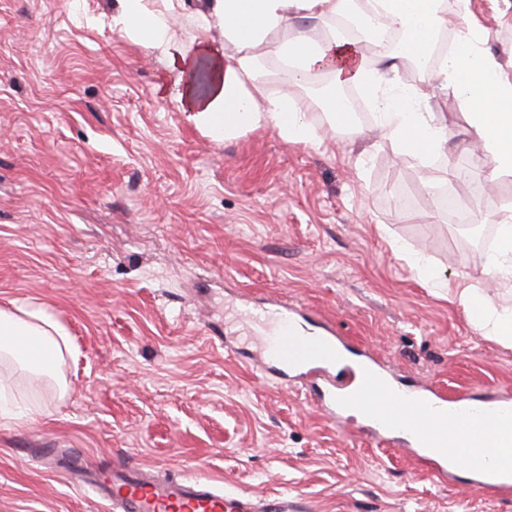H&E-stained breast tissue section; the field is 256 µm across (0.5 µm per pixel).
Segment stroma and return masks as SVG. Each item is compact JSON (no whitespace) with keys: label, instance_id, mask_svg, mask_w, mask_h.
I'll use <instances>...</instances> for the list:
<instances>
[{"label":"stroma","instance_id":"35a3bbf8","mask_svg":"<svg viewBox=\"0 0 512 512\" xmlns=\"http://www.w3.org/2000/svg\"><path fill=\"white\" fill-rule=\"evenodd\" d=\"M484 48L512 73V8L469 0ZM261 57L270 92L289 91L318 137L265 128L215 141L160 96L151 51L113 27L110 0H0V307L39 306L67 329L70 385L34 384L9 365L0 384L40 419L0 425V512H111L56 470L83 453L221 481L224 490L300 502L305 512H512V498L441 483L402 446L342 430L309 392L262 382L237 350L259 330L243 302L305 308L403 385L450 394L512 390V347L482 336L428 288L391 241L451 282L502 306L512 287L472 255L447 211L448 187L474 224L495 213L473 184L512 174L465 150L466 109L421 74L448 142L424 160L398 154L377 120L330 131L313 84L287 86Z\"/></svg>","mask_w":512,"mask_h":512}]
</instances>
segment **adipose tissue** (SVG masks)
Listing matches in <instances>:
<instances>
[{
  "label": "adipose tissue",
  "mask_w": 512,
  "mask_h": 512,
  "mask_svg": "<svg viewBox=\"0 0 512 512\" xmlns=\"http://www.w3.org/2000/svg\"><path fill=\"white\" fill-rule=\"evenodd\" d=\"M376 2L380 10L374 14L359 0H203L191 16L197 34L188 43L175 28L176 20L187 16L185 0H115L112 24L154 53L164 74L174 78L173 83L160 84L161 93L173 97L212 139L271 128L290 143L315 141L314 129L291 96L271 94L262 79L256 50L265 45L287 63L294 85L327 71L337 84L372 90L398 152L423 155L442 150L447 136L418 90L396 81V65L379 69L374 57L337 33L335 22L337 17L347 18L374 44L385 29H398L404 35V55L421 62L448 24L444 0ZM298 17L317 21V29L293 40H273V33ZM215 28L222 32V40L211 37ZM437 75L468 109L470 126L494 151L499 171L511 174L512 77L472 30L459 37ZM453 299L479 333L512 344V309L496 306L473 284H458ZM70 350L65 328L43 309L0 308V357L35 377L55 380L63 393L68 385L62 367Z\"/></svg>",
  "instance_id": "1"
}]
</instances>
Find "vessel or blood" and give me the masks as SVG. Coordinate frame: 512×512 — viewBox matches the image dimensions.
Wrapping results in <instances>:
<instances>
[{
    "mask_svg": "<svg viewBox=\"0 0 512 512\" xmlns=\"http://www.w3.org/2000/svg\"><path fill=\"white\" fill-rule=\"evenodd\" d=\"M307 320L301 308L285 304L267 312L260 323L263 361L278 384L314 391L318 407L337 425H344L347 418L341 410L342 397L354 393L362 403L374 405L388 374L377 366L371 378L358 377L354 365L336 361V353L344 349L345 343L335 328L325 324L310 335L304 331ZM447 401L446 395L433 390L421 393L416 400L400 399L397 405L379 412L370 428L380 442H389L390 421L403 411H412L417 419L410 426L412 437L406 446L423 470L447 479L454 473L458 455L467 453L471 456V489L511 497L512 481L492 479L485 465L512 441V429L470 438V409L460 407L445 412L442 406ZM63 471L68 477L78 478L81 486L107 502L114 512H288V503L282 499L263 500L246 493L222 491L210 480L160 475L135 462L101 469L78 454L64 465Z\"/></svg>",
    "mask_w": 512,
    "mask_h": 512,
    "instance_id": "obj_1",
    "label": "vessel or blood"
}]
</instances>
